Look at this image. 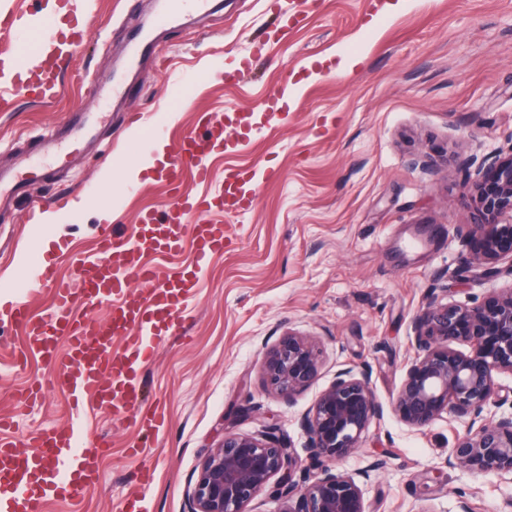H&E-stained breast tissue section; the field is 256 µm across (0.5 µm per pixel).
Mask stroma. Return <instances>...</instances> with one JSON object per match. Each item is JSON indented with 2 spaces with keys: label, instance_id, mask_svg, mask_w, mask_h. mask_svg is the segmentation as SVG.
Masks as SVG:
<instances>
[{
  "label": "stroma",
  "instance_id": "obj_1",
  "mask_svg": "<svg viewBox=\"0 0 512 512\" xmlns=\"http://www.w3.org/2000/svg\"><path fill=\"white\" fill-rule=\"evenodd\" d=\"M156 5L0 0V14H52L61 25L80 12L94 32L63 54L53 105L19 94L0 111V171L43 172L0 210V417L15 421L10 438L26 446L34 430L67 424L72 408L40 356L14 366L26 338L7 320L10 303L49 313L38 281L46 261L78 283L74 258L96 252L102 223L132 238L141 211L171 207L158 169L126 186V166L203 133L199 114L245 112L255 125L249 151L212 155L211 181L188 177L183 189L214 192L225 169L240 166L277 176L257 186L246 213L209 215L232 245L201 275L182 335L144 367L146 400L163 413L152 447L134 452L136 428L111 412L90 419L88 440L112 444L102 478L44 512H122L124 491L145 468L154 481L140 512H190L198 468L228 433L272 429L307 459L302 414L337 371L359 362L372 368L384 415L339 469L359 475L371 512H457L463 497L478 512H505L512 475L447 465L468 419L446 413L419 430L392 403L429 295L475 307L512 286L507 274L474 278L457 233L472 220L471 173L512 152V0H405L395 11L383 0H323L285 32L270 0H213L155 31V60L129 67L126 41ZM258 41L267 48L254 60ZM288 79L293 94L278 98L287 119L269 129L267 100ZM85 115L93 136L73 145L60 128ZM290 329L317 339L322 357L316 384L286 401L268 388L262 361ZM32 385L42 392L31 405Z\"/></svg>",
  "mask_w": 512,
  "mask_h": 512
}]
</instances>
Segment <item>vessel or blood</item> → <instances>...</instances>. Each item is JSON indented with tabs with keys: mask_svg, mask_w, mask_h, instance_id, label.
<instances>
[{
	"mask_svg": "<svg viewBox=\"0 0 512 512\" xmlns=\"http://www.w3.org/2000/svg\"><path fill=\"white\" fill-rule=\"evenodd\" d=\"M6 24L26 27L32 34L0 58V68L14 77L15 91L46 102L57 100L60 47L79 46L91 38L90 20L76 16L65 30L47 19L34 23L18 16L8 17ZM206 127L205 136L187 135L171 145L170 160L160 171L165 185L179 189L188 168L198 181H209V155L243 151L251 144V125L244 116L228 115L207 122ZM272 177V172L260 169L227 170L224 188L215 199L181 193L165 219L150 213L140 217L142 231L135 240L103 228L98 253L81 261V289L55 279L51 266L41 268L40 282L51 284L54 292L52 315L43 317L20 301L9 310L8 319L23 330L28 352L59 365L58 377L77 416L66 425L33 431L27 451L4 437L8 423L0 419V496H7L10 512H42L47 498L77 497L100 480V458L108 445L100 441L84 446L80 414L85 405L109 407L121 420H134L145 435L159 430L160 416L145 402L139 370L161 341L179 330L201 273L228 241L223 225L212 223L206 214L214 207L228 214L245 210L254 201L256 184ZM191 215L196 218L192 224L187 221ZM187 241L193 249L188 267L167 271L149 262L152 254L180 253ZM133 280L146 284V291L130 292L128 284ZM82 296L112 298L111 314L104 320L73 318L71 311ZM116 336L123 339L119 352L112 348Z\"/></svg>",
	"mask_w": 512,
	"mask_h": 512,
	"instance_id": "1",
	"label": "vessel or blood"
}]
</instances>
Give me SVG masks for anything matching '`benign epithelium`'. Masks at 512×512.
<instances>
[{
    "label": "benign epithelium",
    "mask_w": 512,
    "mask_h": 512,
    "mask_svg": "<svg viewBox=\"0 0 512 512\" xmlns=\"http://www.w3.org/2000/svg\"><path fill=\"white\" fill-rule=\"evenodd\" d=\"M471 208L474 223L459 227L472 247L470 270L479 277L512 276V153L477 170ZM414 343L416 356L393 410L418 429L445 411L469 418L470 429L448 454V467L512 474V416L487 417L498 405L497 377L512 375V286L480 307L429 296L414 319ZM320 355L314 341L292 331L284 334L264 357L267 384L292 400L318 380ZM382 417L369 364L343 369L301 418L309 464L272 432L261 438L227 433L199 467L190 512H247L248 503L273 480L283 512H368L355 478L328 463L354 453Z\"/></svg>",
    "instance_id": "1"
}]
</instances>
